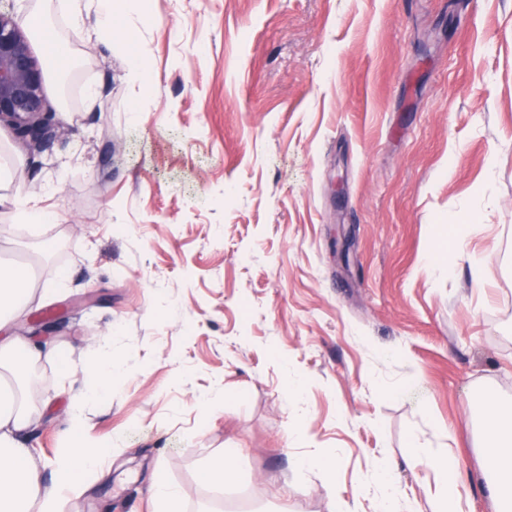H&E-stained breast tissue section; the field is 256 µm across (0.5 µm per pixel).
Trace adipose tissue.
<instances>
[{
  "label": "adipose tissue",
  "mask_w": 512,
  "mask_h": 512,
  "mask_svg": "<svg viewBox=\"0 0 512 512\" xmlns=\"http://www.w3.org/2000/svg\"><path fill=\"white\" fill-rule=\"evenodd\" d=\"M31 276L25 269L0 265V512H60V505L83 482L95 475L105 449L78 440L77 430L86 425V406L107 398L115 383L124 378L112 359L90 369L91 390L70 400L73 432L63 439L52 477H45L27 440L35 420L24 390L26 373L39 361L57 359L56 349L36 342L17 330L18 321L33 301ZM485 437L480 445L484 462L485 493L495 512H512V414L487 401ZM437 484V512H463V479L453 454L433 461Z\"/></svg>",
  "instance_id": "obj_1"
}]
</instances>
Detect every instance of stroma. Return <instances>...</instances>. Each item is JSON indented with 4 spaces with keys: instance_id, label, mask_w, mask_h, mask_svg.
Here are the masks:
<instances>
[{
    "instance_id": "stroma-1",
    "label": "stroma",
    "mask_w": 512,
    "mask_h": 512,
    "mask_svg": "<svg viewBox=\"0 0 512 512\" xmlns=\"http://www.w3.org/2000/svg\"><path fill=\"white\" fill-rule=\"evenodd\" d=\"M145 2L105 39L49 0L58 136L32 153L0 124V225L58 185L56 223L0 240L57 285L20 322L60 354L30 383L34 454L55 461L100 337L127 372L86 407V442L119 451L63 512H159V475L184 512H377L382 457L435 512L449 451L464 512H494L477 442L486 395L512 408V0ZM468 220L467 257L428 266ZM232 461L229 455L216 460L207 470L208 485L214 492L221 493L224 491V482L232 474Z\"/></svg>"
}]
</instances>
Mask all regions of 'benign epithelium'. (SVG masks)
Masks as SVG:
<instances>
[{
  "instance_id": "obj_1",
  "label": "benign epithelium",
  "mask_w": 512,
  "mask_h": 512,
  "mask_svg": "<svg viewBox=\"0 0 512 512\" xmlns=\"http://www.w3.org/2000/svg\"><path fill=\"white\" fill-rule=\"evenodd\" d=\"M32 150L56 135L44 94V70L31 46L30 33L0 11V122Z\"/></svg>"
}]
</instances>
